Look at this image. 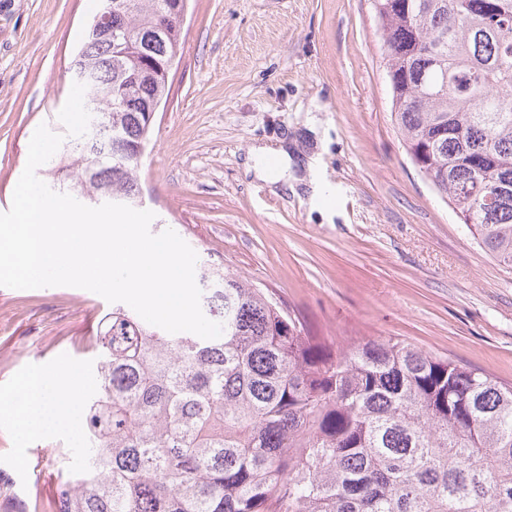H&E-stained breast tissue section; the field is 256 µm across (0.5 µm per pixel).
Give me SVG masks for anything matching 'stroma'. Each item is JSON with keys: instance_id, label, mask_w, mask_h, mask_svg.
<instances>
[{"instance_id": "1", "label": "stroma", "mask_w": 512, "mask_h": 512, "mask_svg": "<svg viewBox=\"0 0 512 512\" xmlns=\"http://www.w3.org/2000/svg\"><path fill=\"white\" fill-rule=\"evenodd\" d=\"M100 0H0V212L40 124L56 133L71 60ZM139 169L152 233L276 292L317 336L393 338L512 382V268L481 249L412 165L391 118L370 0H190ZM285 147L295 189L245 170ZM329 187L314 196L302 179ZM110 308L91 291L0 287V397L34 372L94 375ZM65 430L0 418L16 502L46 504Z\"/></svg>"}]
</instances>
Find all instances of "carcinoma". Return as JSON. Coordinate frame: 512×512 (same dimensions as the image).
<instances>
[{
  "mask_svg": "<svg viewBox=\"0 0 512 512\" xmlns=\"http://www.w3.org/2000/svg\"><path fill=\"white\" fill-rule=\"evenodd\" d=\"M112 42L83 38L84 101L118 137L63 141L37 176L141 206L138 182L178 58L167 0H124ZM390 112L413 165L476 243L512 268V0H372ZM106 198H100L102 190ZM220 337L170 334L120 303L92 344L82 463L49 512H512V383L392 338L339 345L248 280L200 265ZM0 512H26L0 476Z\"/></svg>",
  "mask_w": 512,
  "mask_h": 512,
  "instance_id": "cac0c4a2",
  "label": "carcinoma"
}]
</instances>
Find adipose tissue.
<instances>
[{"label":"adipose tissue","instance_id":"obj_1","mask_svg":"<svg viewBox=\"0 0 512 512\" xmlns=\"http://www.w3.org/2000/svg\"><path fill=\"white\" fill-rule=\"evenodd\" d=\"M93 385V379L75 376L67 369L49 375L33 373L23 381L13 402L0 407V412L11 416L25 437L58 427L74 432L79 427L80 394Z\"/></svg>","mask_w":512,"mask_h":512}]
</instances>
